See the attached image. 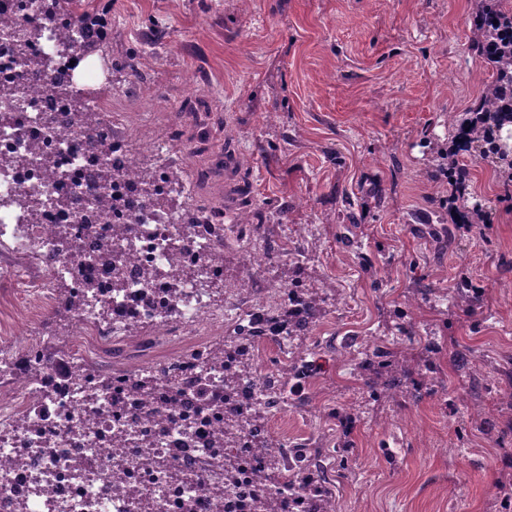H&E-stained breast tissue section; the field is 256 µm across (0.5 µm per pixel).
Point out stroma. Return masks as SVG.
I'll return each mask as SVG.
<instances>
[{
	"label": "stroma",
	"instance_id": "35a3bbf8",
	"mask_svg": "<svg viewBox=\"0 0 512 512\" xmlns=\"http://www.w3.org/2000/svg\"><path fill=\"white\" fill-rule=\"evenodd\" d=\"M95 5V77L138 146L176 140L196 205L252 200L263 246L304 251L306 286L338 296L299 339L315 368L271 433L329 460L337 512H512V191L494 163L459 157L488 223L444 249L427 234L451 225L429 178L448 120L490 81L475 0ZM464 280L481 320L448 298ZM29 314L0 277V336ZM392 342L433 360L406 378L417 398L373 397L354 366Z\"/></svg>",
	"mask_w": 512,
	"mask_h": 512
}]
</instances>
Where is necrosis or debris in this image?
<instances>
[{
    "instance_id": "obj_1",
    "label": "necrosis or debris",
    "mask_w": 512,
    "mask_h": 512,
    "mask_svg": "<svg viewBox=\"0 0 512 512\" xmlns=\"http://www.w3.org/2000/svg\"><path fill=\"white\" fill-rule=\"evenodd\" d=\"M33 27L35 52L61 36L53 15L0 0V89L14 106L0 127V276L39 308L24 337H0V512H263L274 489L259 477L253 430L232 450L246 472L224 480V413H254L288 386L267 370L263 383L244 379L226 392L236 365L224 355V327L259 330L272 342L302 306L284 288L252 295L247 277L229 289L238 304L213 299L210 282L224 279V225L202 232L188 196L171 211L149 202L124 113L104 103L91 127L69 124L67 101L46 82L72 83L86 60L61 50L49 71L28 66L19 44ZM47 112L57 123L44 122ZM46 154L67 171L64 182L46 174ZM104 170L116 180H99ZM33 195L44 201L34 217L20 205ZM61 196L67 208L53 205ZM104 198L136 219L122 239L101 218ZM61 224L80 254L57 239ZM171 243L180 249L173 258ZM116 246L122 289L113 286ZM60 277L73 296L66 343L45 322L63 299ZM116 349L117 367L98 373L93 361Z\"/></svg>"
}]
</instances>
